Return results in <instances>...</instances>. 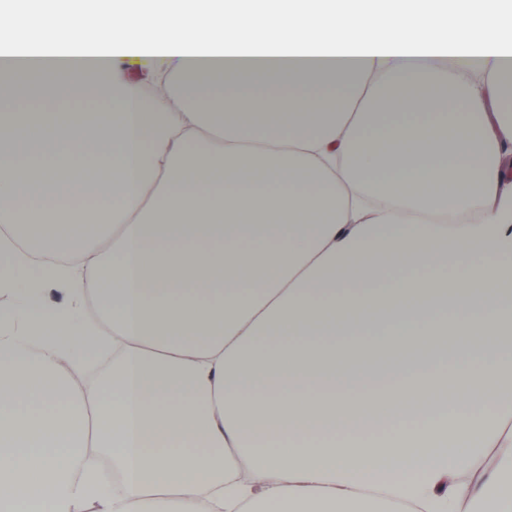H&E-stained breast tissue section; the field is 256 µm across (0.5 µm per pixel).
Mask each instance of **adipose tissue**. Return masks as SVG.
<instances>
[{"instance_id": "ef3b65f1", "label": "adipose tissue", "mask_w": 512, "mask_h": 512, "mask_svg": "<svg viewBox=\"0 0 512 512\" xmlns=\"http://www.w3.org/2000/svg\"><path fill=\"white\" fill-rule=\"evenodd\" d=\"M0 54V512H512V13L31 0Z\"/></svg>"}]
</instances>
